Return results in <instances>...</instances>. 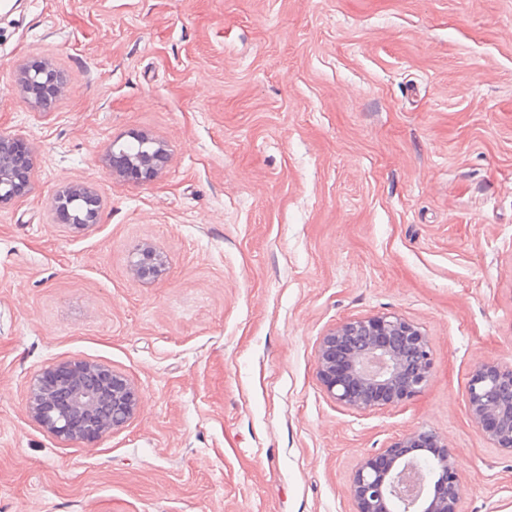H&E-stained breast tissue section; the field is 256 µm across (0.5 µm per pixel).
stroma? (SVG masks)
Listing matches in <instances>:
<instances>
[{
  "label": "stroma",
  "mask_w": 512,
  "mask_h": 512,
  "mask_svg": "<svg viewBox=\"0 0 512 512\" xmlns=\"http://www.w3.org/2000/svg\"><path fill=\"white\" fill-rule=\"evenodd\" d=\"M68 86L30 108L15 75ZM34 188L0 207V512H355L360 460L421 427L458 512H512V455L468 413L512 366V0H22L0 14V132ZM147 134L157 177L112 172ZM64 184L98 224L55 223ZM148 243L155 283L128 267ZM395 313L432 348L422 393L372 411L324 391L315 350ZM85 359L141 390L134 419L63 442L30 379ZM16 80L23 99L35 109L45 107L52 98L60 95L67 85L63 74L41 62H33L22 67ZM49 85H52L59 93L53 97L44 96L43 87ZM166 266V256L150 244L138 245L131 254L129 264L133 278L144 284L158 280Z\"/></svg>",
  "instance_id": "stroma-1"
}]
</instances>
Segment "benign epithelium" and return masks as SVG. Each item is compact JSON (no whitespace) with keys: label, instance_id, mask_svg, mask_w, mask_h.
<instances>
[{"label":"benign epithelium","instance_id":"1","mask_svg":"<svg viewBox=\"0 0 512 512\" xmlns=\"http://www.w3.org/2000/svg\"><path fill=\"white\" fill-rule=\"evenodd\" d=\"M17 85L32 108L46 106L44 88L61 92L63 74L33 62L17 74ZM146 149L129 154L112 143V172L149 180L162 163L164 144L140 136ZM27 144L0 133V206L29 194L33 166L23 163ZM55 221L71 228L98 222L101 202L88 188L61 187L52 201ZM166 256L150 244L130 259L133 278L149 284L165 272ZM317 374L327 395L349 410L366 412L406 402L428 385L433 355L428 336L399 315L352 318L327 330L315 351ZM141 393L124 374L84 359L43 369L26 395L29 416L65 442L93 443L124 427L136 415ZM468 412L493 447L512 453V367L478 364L468 388ZM462 483L448 444L435 430L416 429L355 469L349 494L356 512H457Z\"/></svg>","mask_w":512,"mask_h":512}]
</instances>
